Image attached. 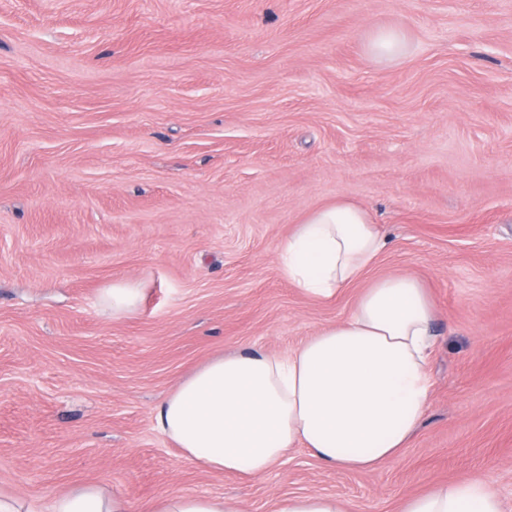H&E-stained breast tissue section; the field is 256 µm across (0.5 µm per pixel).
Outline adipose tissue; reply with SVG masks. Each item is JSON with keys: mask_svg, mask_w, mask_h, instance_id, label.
<instances>
[{"mask_svg": "<svg viewBox=\"0 0 512 512\" xmlns=\"http://www.w3.org/2000/svg\"><path fill=\"white\" fill-rule=\"evenodd\" d=\"M386 241L362 206L340 197L308 214L279 246L283 275L329 299L361 284L349 313L285 356L218 355L182 379L159 406L157 430L185 461L259 478L303 447L326 467L377 471L416 433L431 393L435 306L414 276L368 274ZM47 512H128L98 487L54 496ZM142 512H242L218 496L165 492ZM398 512H505L478 473L404 495Z\"/></svg>", "mask_w": 512, "mask_h": 512, "instance_id": "obj_1", "label": "adipose tissue"}]
</instances>
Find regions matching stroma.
Wrapping results in <instances>:
<instances>
[{
    "label": "stroma",
    "mask_w": 512,
    "mask_h": 512,
    "mask_svg": "<svg viewBox=\"0 0 512 512\" xmlns=\"http://www.w3.org/2000/svg\"><path fill=\"white\" fill-rule=\"evenodd\" d=\"M401 29L379 61L368 42ZM345 197L437 309L429 405L375 472L306 450L244 479L195 468L157 407L218 354L287 355L353 305L278 245ZM145 286L113 318L112 282ZM490 473L512 510V0H0V493L95 484L244 512H352ZM272 512H350V507L334 495L311 493L282 498Z\"/></svg>",
    "instance_id": "1"
}]
</instances>
